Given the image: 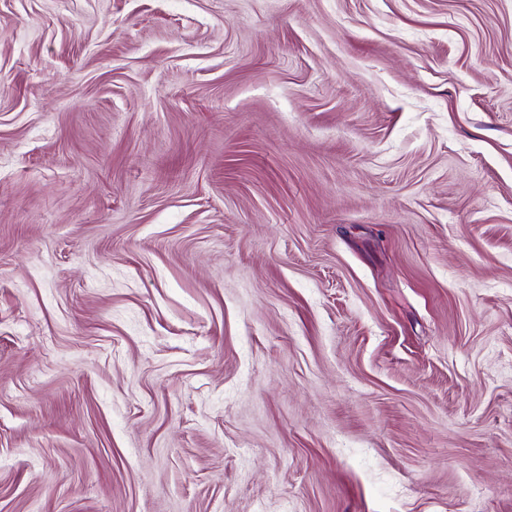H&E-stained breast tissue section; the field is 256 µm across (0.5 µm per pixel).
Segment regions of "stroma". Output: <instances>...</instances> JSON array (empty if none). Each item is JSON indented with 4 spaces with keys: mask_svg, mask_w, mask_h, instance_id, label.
<instances>
[{
    "mask_svg": "<svg viewBox=\"0 0 512 512\" xmlns=\"http://www.w3.org/2000/svg\"><path fill=\"white\" fill-rule=\"evenodd\" d=\"M0 512H512V0H0Z\"/></svg>",
    "mask_w": 512,
    "mask_h": 512,
    "instance_id": "obj_1",
    "label": "stroma"
}]
</instances>
